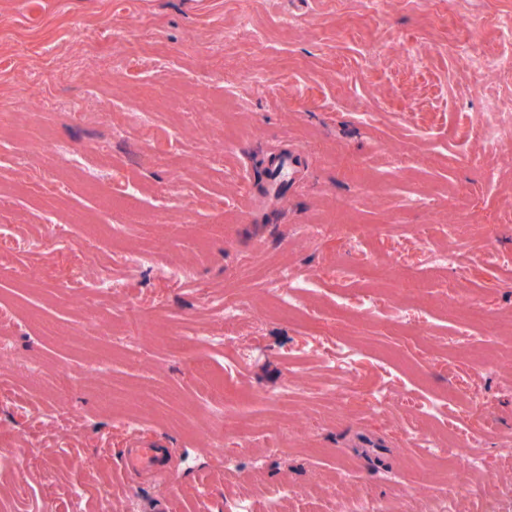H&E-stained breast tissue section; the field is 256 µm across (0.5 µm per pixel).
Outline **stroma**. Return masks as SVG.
<instances>
[{
  "mask_svg": "<svg viewBox=\"0 0 512 512\" xmlns=\"http://www.w3.org/2000/svg\"><path fill=\"white\" fill-rule=\"evenodd\" d=\"M244 14L256 35L234 38ZM509 14L512 0H387L378 10L369 0H0V225L34 238L53 221L68 228L0 272V297L26 299L0 366V453L17 461L0 471V512H67L78 485L86 512L106 499L113 512H150L163 498L168 512H224L227 500L260 504L286 484L298 490L295 512L308 503L339 512L360 493L394 507L408 486L423 512H438L447 489L452 512H512V145L474 129L494 100L512 96V80L475 76L455 53L465 42L476 54H512L500 32ZM112 29L122 40L107 38ZM118 52L131 68L113 69ZM136 107L152 112L168 149L145 147L123 125ZM23 140L110 160L144 191L131 200L87 183L51 151L21 159ZM274 144L296 149L300 165L283 199L247 212L246 186L261 184ZM423 195L432 208L413 206ZM300 224L322 231L303 238ZM422 224L456 265L431 268L414 240ZM450 224L470 231L448 236ZM360 237L365 248L353 252ZM73 246L97 258L78 289L62 285ZM137 247L159 264L189 263L193 279L143 272L92 311L114 321L115 335L81 334L82 295ZM35 267L41 281L19 288ZM284 267L321 284L301 311L267 294ZM365 287L385 306L367 316L337 306ZM226 295L248 304L239 338L256 358L226 378L233 429L218 452L193 429L209 391L193 365L223 376L231 352L200 343L177 353L164 337L223 335L207 302ZM404 303L426 325L398 324ZM464 328L470 336L457 338ZM339 338L366 349L355 358L364 389L347 400L326 392L340 384L345 355L329 362L323 352ZM98 358L103 384L88 374ZM292 374L295 392L281 394ZM377 387L391 393L383 413L367 405ZM460 387L479 405H450L448 416L481 437L485 466L468 470L465 447L424 466L407 431L423 401ZM128 390L145 410L140 436L185 460L173 488L132 483L119 469L129 433L113 402ZM38 410L62 412L56 435ZM241 431L262 456L239 450ZM361 432L383 443L385 467L355 447Z\"/></svg>",
  "mask_w": 512,
  "mask_h": 512,
  "instance_id": "35a3bbf8",
  "label": "stroma"
}]
</instances>
